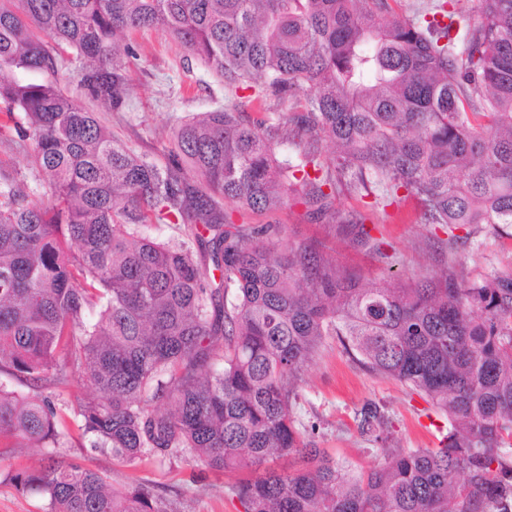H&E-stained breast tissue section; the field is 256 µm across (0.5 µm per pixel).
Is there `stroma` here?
<instances>
[{"label":"stroma","mask_w":512,"mask_h":512,"mask_svg":"<svg viewBox=\"0 0 512 512\" xmlns=\"http://www.w3.org/2000/svg\"><path fill=\"white\" fill-rule=\"evenodd\" d=\"M138 51L131 92L132 108L127 112H103L99 118L114 138L136 154L166 162L172 148L173 132L186 117L209 112L227 102L240 105L245 116L260 111L292 110L288 101L276 99L259 104L252 91L231 89L213 74L206 63L193 56L159 29L129 35ZM373 196L340 193L336 197L335 219H316L306 206L290 202L281 209L248 216L251 224H275L283 238L332 249L337 262L357 270L364 285L407 282L423 268L445 260L440 243L425 224L420 205L399 195L387 209L384 223L375 224L374 237L383 239L390 262L334 236L331 221L374 223L370 208ZM458 260L466 282H479L492 274L512 272V239L499 235L491 225H483L461 247ZM297 404L299 419L312 431L310 440L336 458L360 467L373 465L367 441L354 422V413L363 403L383 406L390 417L398 447H438L448 427L447 421L431 408L425 398L409 391L400 382L372 375L346 353L337 338H327L304 372ZM57 455L72 458L85 466L107 473L113 485L141 483L176 506V512H244L238 498L227 492L238 478L234 472L201 470L184 459L159 461L144 459L132 468L115 465L110 453L91 448L78 431L62 436ZM48 463L46 451L29 450L11 454L0 463V512H47V500L36 492L21 493L9 483V469L38 470Z\"/></svg>","instance_id":"stroma-1"}]
</instances>
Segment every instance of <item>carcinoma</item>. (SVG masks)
I'll return each instance as SVG.
<instances>
[{
    "label": "carcinoma",
    "mask_w": 512,
    "mask_h": 512,
    "mask_svg": "<svg viewBox=\"0 0 512 512\" xmlns=\"http://www.w3.org/2000/svg\"><path fill=\"white\" fill-rule=\"evenodd\" d=\"M477 2L466 19L447 0L410 18L388 0H0V114L32 142L47 197L0 172V375L29 389L0 382V441L58 445L54 399L75 371L95 390L74 409L92 447L125 466L149 455L241 473L230 491L245 512H512V273L466 283L454 234L512 228V0ZM145 28L226 85L300 110L246 120L226 104L184 120L166 164L135 154L56 76L76 55L86 97L125 111L136 53L120 40ZM307 136L334 144L330 163ZM284 142L295 156L280 160ZM344 190L384 208L406 191L448 230L447 261L365 288L279 225L224 209L298 196L334 219ZM151 224L187 239L144 235ZM337 231L388 258L364 225ZM328 336L445 414L441 446L378 454L393 425L373 401L354 413L370 469L307 440L299 387ZM291 456L309 468L268 467ZM9 480L49 512H169L146 486L54 455Z\"/></svg>",
    "instance_id": "1"
}]
</instances>
